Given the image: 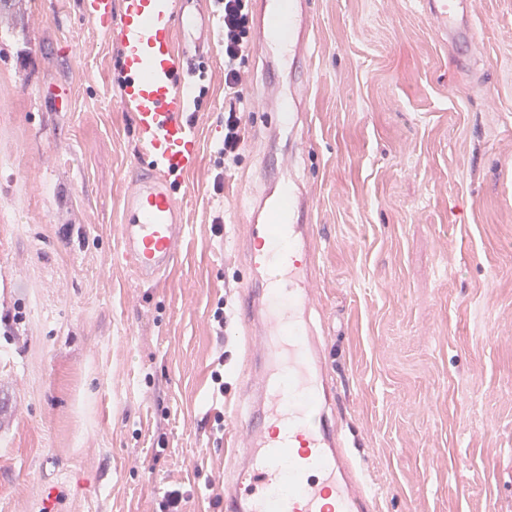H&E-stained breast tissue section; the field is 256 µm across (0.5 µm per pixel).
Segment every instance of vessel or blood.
<instances>
[{
	"label": "vessel or blood",
	"instance_id": "b4317fda",
	"mask_svg": "<svg viewBox=\"0 0 512 512\" xmlns=\"http://www.w3.org/2000/svg\"><path fill=\"white\" fill-rule=\"evenodd\" d=\"M84 19L121 45L120 106L132 112L140 137L141 171L118 209L117 255L144 284L173 268L184 237L180 191L196 168L200 146L184 78L200 50L211 47L212 20L173 0H80ZM436 33L465 46L469 68L478 46L472 0H420ZM310 26L287 0H258L255 40L270 49L287 43L307 59ZM316 203L295 188L264 195L255 207L247 262L263 276L241 298L245 325L259 335L249 353L257 405L249 409L245 439L233 452L245 460L224 498V512H375L378 493L351 456L336 424L331 383L307 313L315 304Z\"/></svg>",
	"mask_w": 512,
	"mask_h": 512
}]
</instances>
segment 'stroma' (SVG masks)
<instances>
[{
    "mask_svg": "<svg viewBox=\"0 0 512 512\" xmlns=\"http://www.w3.org/2000/svg\"><path fill=\"white\" fill-rule=\"evenodd\" d=\"M78 2L0 17V312L21 317L0 328V512H41L50 485L59 512H159L174 488L183 512H224L252 396L241 243L268 165L318 203L313 318L379 512H512V0H474L471 72L414 0H310L308 72L257 46L241 68L247 141L220 193L215 16L186 241L151 286L115 260L139 147L112 103L120 48Z\"/></svg>",
    "mask_w": 512,
    "mask_h": 512,
    "instance_id": "35a3bbf8",
    "label": "stroma"
}]
</instances>
